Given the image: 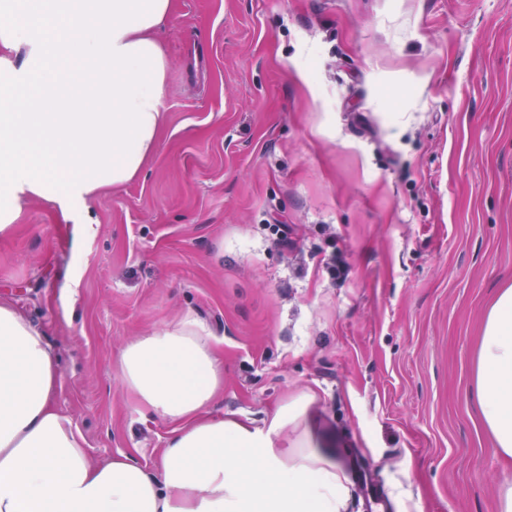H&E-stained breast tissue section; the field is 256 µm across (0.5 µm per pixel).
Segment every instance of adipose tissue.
<instances>
[{
  "instance_id": "ef3b65f1",
  "label": "adipose tissue",
  "mask_w": 512,
  "mask_h": 512,
  "mask_svg": "<svg viewBox=\"0 0 512 512\" xmlns=\"http://www.w3.org/2000/svg\"><path fill=\"white\" fill-rule=\"evenodd\" d=\"M171 0H0V236L23 200L68 207L135 179L166 124L158 39ZM118 372L141 411L174 423L159 476L132 456L91 465L57 411L56 357L0 301V512H341L342 469L279 447L302 415L267 429L214 418L224 383L193 322L128 344ZM468 394L498 453L512 457V283L487 310Z\"/></svg>"
}]
</instances>
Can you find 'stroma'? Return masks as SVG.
I'll list each match as a JSON object with an SVG mask.
<instances>
[{
  "instance_id": "stroma-1",
  "label": "stroma",
  "mask_w": 512,
  "mask_h": 512,
  "mask_svg": "<svg viewBox=\"0 0 512 512\" xmlns=\"http://www.w3.org/2000/svg\"><path fill=\"white\" fill-rule=\"evenodd\" d=\"M161 39L140 175L25 200L0 238V299L57 356L91 462L158 472L172 425L116 363L192 320L224 360L214 416L307 396L280 441L367 467L386 512H497L512 460L467 390L512 282V0H173Z\"/></svg>"
}]
</instances>
